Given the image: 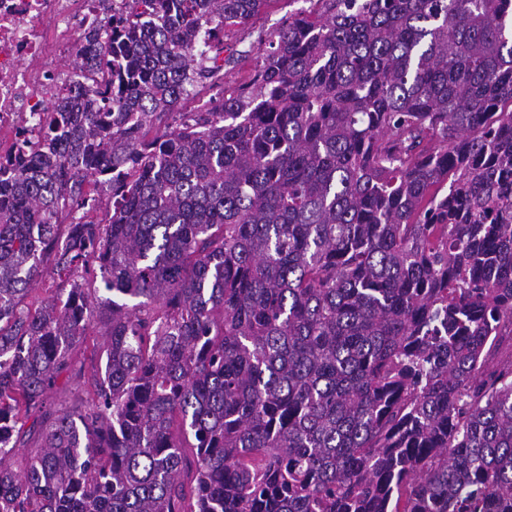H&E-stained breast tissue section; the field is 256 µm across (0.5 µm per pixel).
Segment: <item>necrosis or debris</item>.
<instances>
[{
    "mask_svg": "<svg viewBox=\"0 0 512 512\" xmlns=\"http://www.w3.org/2000/svg\"><path fill=\"white\" fill-rule=\"evenodd\" d=\"M131 0H0V157L15 136L39 139L38 118L70 89L92 79V28L127 18ZM81 58L83 69L61 60Z\"/></svg>",
    "mask_w": 512,
    "mask_h": 512,
    "instance_id": "1",
    "label": "necrosis or debris"
}]
</instances>
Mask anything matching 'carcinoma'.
Masks as SVG:
<instances>
[{"label": "carcinoma", "mask_w": 512, "mask_h": 512, "mask_svg": "<svg viewBox=\"0 0 512 512\" xmlns=\"http://www.w3.org/2000/svg\"><path fill=\"white\" fill-rule=\"evenodd\" d=\"M270 2L143 0L0 159V512H512V0H309L176 111ZM90 377V366L89 362H86V375L85 379H82L79 383L71 381L67 386L66 394L62 398L59 396H53L55 401V407L60 408V404L71 407L72 405L80 404L86 397V391L89 388L88 378Z\"/></svg>", "instance_id": "cac0c4a2"}]
</instances>
